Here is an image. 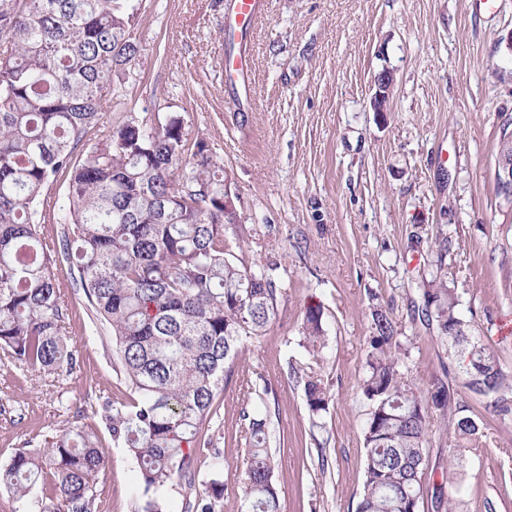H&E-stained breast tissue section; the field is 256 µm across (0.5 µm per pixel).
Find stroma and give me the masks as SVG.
<instances>
[{
	"label": "stroma",
	"instance_id": "stroma-1",
	"mask_svg": "<svg viewBox=\"0 0 512 512\" xmlns=\"http://www.w3.org/2000/svg\"><path fill=\"white\" fill-rule=\"evenodd\" d=\"M225 2L142 0L141 54L114 75L99 125L179 113L223 162L253 258L277 265V315L240 361L252 394L234 374L215 399L224 512L241 510L246 403L267 407L281 512H356L371 410L360 382L378 308L398 329L409 379L453 389L483 433L480 453L455 461L448 418L435 417L419 512H436L433 493L451 475L457 512H512V415L464 387L458 357L417 316L430 282H447L512 378V202L496 182L512 122V0H266L247 40L250 101L224 81ZM386 69L394 85L379 114L370 98ZM59 286L76 365L47 376L0 356V465L61 430H91L103 459L96 512H135L138 467L104 419L130 390L82 289L66 274ZM310 305L323 310L318 360L302 345ZM312 372L329 392L318 416L304 393Z\"/></svg>",
	"mask_w": 512,
	"mask_h": 512
}]
</instances>
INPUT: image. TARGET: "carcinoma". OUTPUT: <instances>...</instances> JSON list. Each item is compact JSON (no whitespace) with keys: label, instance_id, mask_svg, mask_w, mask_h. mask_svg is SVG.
I'll list each match as a JSON object with an SVG mask.
<instances>
[{"label":"carcinoma","instance_id":"cac0c4a2","mask_svg":"<svg viewBox=\"0 0 512 512\" xmlns=\"http://www.w3.org/2000/svg\"><path fill=\"white\" fill-rule=\"evenodd\" d=\"M139 8V0H0V351L40 373L73 365L58 284L67 264L110 328L133 393L105 420L137 462V512H170L164 490L176 480L192 486L200 462L207 492L192 508L224 512L223 454L202 429L244 342L276 317L279 287L273 266L249 258L237 213L224 211L223 165L204 140H190L180 114L163 124L132 118L94 136L112 74L140 56ZM63 173L70 179L60 209L46 188ZM46 223L66 225L62 243L44 236ZM426 296L422 318L436 321L461 357L465 387L479 395L508 388L494 354L461 318L454 290L440 283ZM371 330L357 512H417L434 413L453 407L454 393L408 379L398 330L383 310L372 314ZM302 335L312 353L324 348L321 307L306 308ZM304 393L313 414L327 410L321 378L307 376ZM242 420V507L280 512L266 421L246 409ZM450 424L453 451H480L472 417ZM101 465L95 436L66 429L16 452L0 467V488L27 512H94ZM40 480L50 494L33 500Z\"/></svg>","mask_w":512,"mask_h":512}]
</instances>
